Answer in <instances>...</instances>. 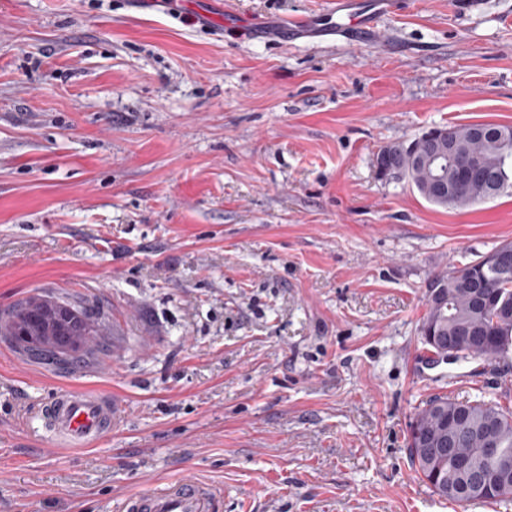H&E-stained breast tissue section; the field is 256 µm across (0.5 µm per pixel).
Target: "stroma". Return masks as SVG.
Wrapping results in <instances>:
<instances>
[{"mask_svg":"<svg viewBox=\"0 0 512 512\" xmlns=\"http://www.w3.org/2000/svg\"><path fill=\"white\" fill-rule=\"evenodd\" d=\"M0 0V311L99 310L63 367L0 336V512H117L187 476L217 512H506L457 504L406 447L434 396L512 407V359L425 363L435 276L512 242V193L430 204L380 148L512 126V0H415L372 40H282L324 0ZM126 405L91 447L57 391Z\"/></svg>","mask_w":512,"mask_h":512,"instance_id":"stroma-1","label":"stroma"}]
</instances>
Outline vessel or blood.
<instances>
[{
    "label": "vessel or blood",
    "instance_id": "b4317fda",
    "mask_svg": "<svg viewBox=\"0 0 512 512\" xmlns=\"http://www.w3.org/2000/svg\"><path fill=\"white\" fill-rule=\"evenodd\" d=\"M410 0H372L367 12L351 8L348 0H325L315 16L322 35L352 38L373 29L379 16L410 9ZM122 407L86 390L57 392L41 409L40 418L55 441L65 446H88L111 432ZM222 488L196 478H185L153 490L128 495L120 512H214Z\"/></svg>",
    "mask_w": 512,
    "mask_h": 512
}]
</instances>
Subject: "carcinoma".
Masks as SVG:
<instances>
[{"mask_svg":"<svg viewBox=\"0 0 512 512\" xmlns=\"http://www.w3.org/2000/svg\"><path fill=\"white\" fill-rule=\"evenodd\" d=\"M512 127L487 123L449 124L448 180L458 173L455 158H464L491 176L502 188L512 186ZM430 152L425 136L382 147L375 157L379 177L395 164L403 179L429 203L462 207L491 197L488 182L474 179L454 193L430 190L432 169L419 159ZM467 280L446 273L428 285V311L423 324H433L455 347L454 357L506 360L512 357V272H497L484 255L466 264ZM0 335L35 355L63 362L79 360L102 336L101 318L87 308L43 298L23 299L0 312ZM461 422L467 431L454 435L449 426ZM407 450L419 478L439 497L459 503L489 502L512 505V478L495 484L493 491L474 495L459 462L482 467L480 448L490 434L512 460V410L483 398L458 401L434 396L418 408L410 422Z\"/></svg>","mask_w":512,"mask_h":512,"instance_id":"carcinoma-1","label":"carcinoma"}]
</instances>
